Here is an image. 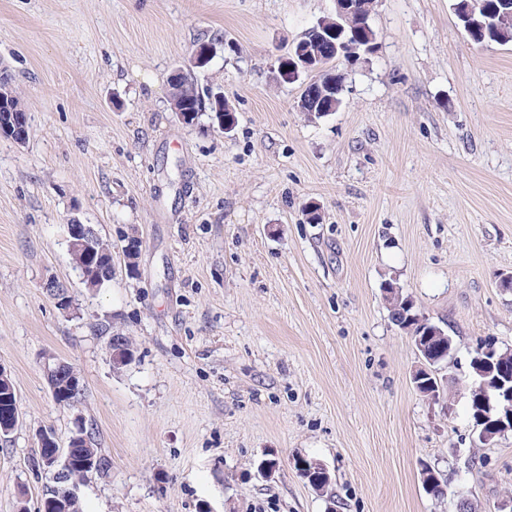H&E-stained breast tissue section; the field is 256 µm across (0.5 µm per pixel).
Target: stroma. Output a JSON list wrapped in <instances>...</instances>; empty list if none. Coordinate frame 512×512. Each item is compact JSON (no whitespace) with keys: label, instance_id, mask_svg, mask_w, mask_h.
Here are the masks:
<instances>
[{"label":"stroma","instance_id":"1","mask_svg":"<svg viewBox=\"0 0 512 512\" xmlns=\"http://www.w3.org/2000/svg\"><path fill=\"white\" fill-rule=\"evenodd\" d=\"M455 2L374 0L375 52L310 121L308 75L272 71L334 0H0V67L29 117L25 143L0 137V365L21 415L0 436V512H37L36 435L64 448L79 421L111 463L79 486L83 512H457L462 496L496 512L512 432L479 440L470 363L480 341L512 349V42L474 44ZM204 42L192 75L234 109L227 134L170 109L173 68ZM73 219L114 248L94 291ZM389 281L448 325L439 400L412 384ZM116 332L136 348L119 371ZM51 358L81 404L54 400ZM426 465L450 474L445 497ZM53 362L50 364L49 362L47 364H45V369H46V373H47V380H48V383H49V387L51 389V392L52 394L55 396H58L60 395L59 392H58V388H61V387H64L62 388L60 391H61V398L60 399H63L65 400V403L67 399H74V401L76 403H78L79 401L82 400V398L84 397V390H83V386L81 387V390H78L80 388V385H81V379L78 377V375H73L69 369L66 370L67 373H71L72 375L70 376V378L68 376H65L63 378H61L59 381H58V387L56 386V379L59 378L61 376V374H63V370L65 368V363L61 360H58L56 358H52ZM69 378L70 380V385L72 388H75V390L73 391L74 395L72 396H69V395H64V394H68L69 392H71V389L70 387L68 386V384H66L67 382V379ZM76 390H78L76 392ZM76 392V393H75Z\"/></svg>","mask_w":512,"mask_h":512}]
</instances>
